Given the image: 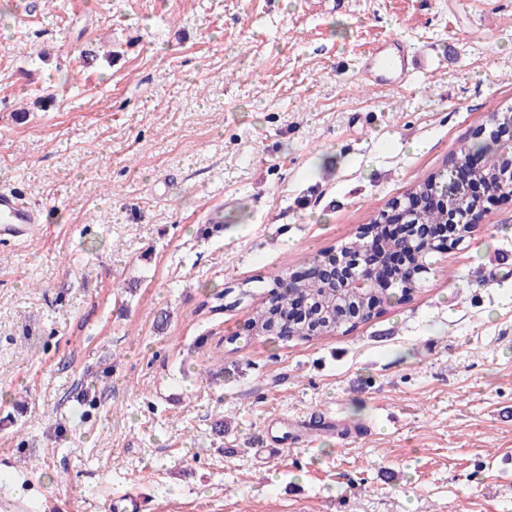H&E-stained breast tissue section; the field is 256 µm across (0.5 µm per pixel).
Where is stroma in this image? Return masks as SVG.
Masks as SVG:
<instances>
[{
    "label": "stroma",
    "instance_id": "obj_1",
    "mask_svg": "<svg viewBox=\"0 0 512 512\" xmlns=\"http://www.w3.org/2000/svg\"><path fill=\"white\" fill-rule=\"evenodd\" d=\"M397 43L417 72L367 86ZM510 106L512 0H0V189L39 214L0 241L12 496L512 512V201L367 322L248 327Z\"/></svg>",
    "mask_w": 512,
    "mask_h": 512
}]
</instances>
